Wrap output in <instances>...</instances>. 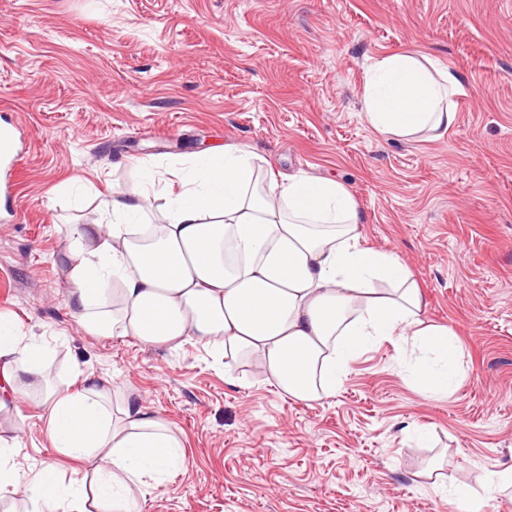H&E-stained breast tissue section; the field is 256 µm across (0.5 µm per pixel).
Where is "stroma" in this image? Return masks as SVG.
I'll return each mask as SVG.
<instances>
[{
	"label": "stroma",
	"mask_w": 512,
	"mask_h": 512,
	"mask_svg": "<svg viewBox=\"0 0 512 512\" xmlns=\"http://www.w3.org/2000/svg\"><path fill=\"white\" fill-rule=\"evenodd\" d=\"M418 51L461 80L437 141L386 139L364 116L366 75ZM22 134L0 208V319L48 349V376L108 380L164 418L183 463L142 512H512V0H0V125ZM247 146L264 168L342 182L366 245L397 254L423 319L450 328L460 374L447 399L407 372L392 338L350 363L335 396L299 401L252 363L215 361L84 330L56 259L101 201L179 190L202 151ZM37 399L0 415L24 476L55 466Z\"/></svg>",
	"instance_id": "obj_1"
}]
</instances>
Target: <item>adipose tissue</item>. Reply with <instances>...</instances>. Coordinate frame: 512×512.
<instances>
[{
  "label": "adipose tissue",
  "instance_id": "adipose-tissue-1",
  "mask_svg": "<svg viewBox=\"0 0 512 512\" xmlns=\"http://www.w3.org/2000/svg\"><path fill=\"white\" fill-rule=\"evenodd\" d=\"M461 92L438 59L392 55L370 70L365 118L387 139H439L457 122ZM149 199L112 197L96 223L68 228L59 265L89 332L172 349L190 340L220 359H253L301 401L335 394L350 361L376 341L409 337L426 353L415 382L437 399L454 390V333L424 325L422 292L396 254L362 243L343 183L264 173L252 152L227 145L193 161L166 195L155 234L143 229ZM46 370L43 345L0 320V411L40 395L51 449L88 462L98 478V512H139L144 476L159 482L178 468V438L137 401L113 405L105 381L84 375L74 391ZM13 452L0 437V495L35 512H84L78 481L63 483L51 465L21 477Z\"/></svg>",
  "mask_w": 512,
  "mask_h": 512
}]
</instances>
